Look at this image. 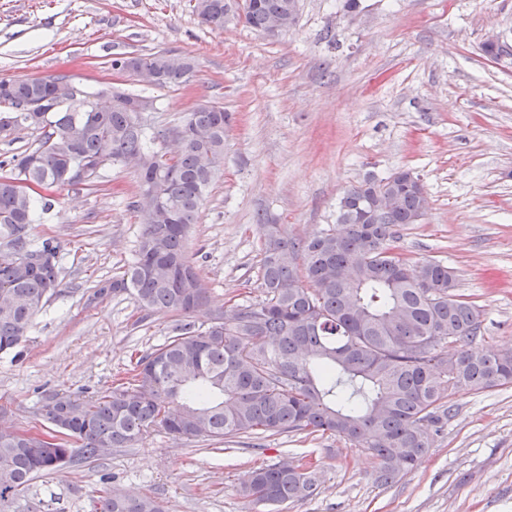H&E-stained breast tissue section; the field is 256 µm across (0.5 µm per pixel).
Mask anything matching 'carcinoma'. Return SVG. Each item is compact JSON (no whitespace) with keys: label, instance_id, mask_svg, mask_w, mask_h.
Segmentation results:
<instances>
[{"label":"carcinoma","instance_id":"1","mask_svg":"<svg viewBox=\"0 0 512 512\" xmlns=\"http://www.w3.org/2000/svg\"><path fill=\"white\" fill-rule=\"evenodd\" d=\"M200 23L224 28V0H194ZM298 0H251L239 18L265 33L276 18L281 33L298 16ZM145 66L159 86H177L194 70L189 57L164 52L112 59V69ZM68 76L0 79V137L21 127L40 131L38 145L0 161V355L20 345L46 302L58 293V247L30 238L27 227L53 208V199L25 192L20 182L58 190L97 182L101 173L153 153L169 137L115 104L94 106L85 94L56 103ZM45 109L33 121L29 104ZM183 124L199 138L138 177L130 207L143 230L133 262L93 295L124 291L149 310L178 317L172 335L141 357L117 386L91 397L49 393L39 402L49 424L67 430L51 443L0 440V512H66L61 495L41 498L38 474L51 475L129 448L157 428L175 437L231 442L241 435L307 432L338 436L373 459L378 481L392 483L413 467L448 421V394L512 383V349L470 348L480 332L478 306L455 292L454 271L436 260L413 259L392 245L394 228L416 224L428 207L420 177L400 168L367 175L346 189L335 223L304 237L266 214L259 288L264 298L219 311L207 327L192 321L210 301L209 288L185 246L208 188L224 165V107L201 102ZM348 269L352 277L341 276ZM460 343L448 355V342ZM311 461L272 464L247 473L239 492L269 512L316 492ZM90 512H164L152 496L98 489Z\"/></svg>","mask_w":512,"mask_h":512}]
</instances>
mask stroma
<instances>
[{
	"mask_svg": "<svg viewBox=\"0 0 512 512\" xmlns=\"http://www.w3.org/2000/svg\"><path fill=\"white\" fill-rule=\"evenodd\" d=\"M294 27L271 39L228 16L202 25L190 0H0V78L60 74L110 104L115 91L152 102L147 123L181 124L202 100L224 108V167L187 251L210 309L258 302L255 216L297 236L333 223L336 202L366 175H419L428 209L396 227L393 244L451 267L458 294L481 309L475 344L512 349V0H300ZM496 34L506 50L487 56ZM188 56L176 86L116 77V53ZM134 168L56 191L30 227L58 245L62 286L34 319L18 358L0 357V408L18 428L43 427L47 392L110 388L171 334L173 314L127 293L93 302L98 281L136 254L142 219L129 203ZM448 423L417 465L376 481L369 455L340 437L247 435L216 449L150 430L130 448L36 479L66 512L111 487L163 500L167 512H266L239 486L252 468L306 457L320 467L313 497L281 512H512V386L456 393Z\"/></svg>",
	"mask_w": 512,
	"mask_h": 512,
	"instance_id": "1",
	"label": "stroma"
}]
</instances>
